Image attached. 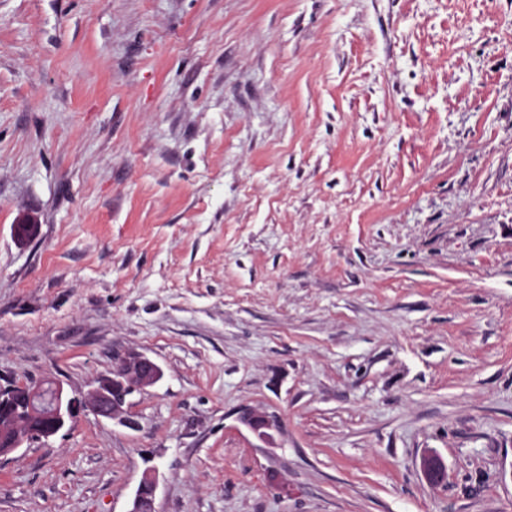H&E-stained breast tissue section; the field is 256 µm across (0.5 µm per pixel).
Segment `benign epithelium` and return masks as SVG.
I'll return each mask as SVG.
<instances>
[{"mask_svg": "<svg viewBox=\"0 0 512 512\" xmlns=\"http://www.w3.org/2000/svg\"><path fill=\"white\" fill-rule=\"evenodd\" d=\"M162 377L163 371L156 362L142 354H130L112 369V375L99 381L98 386L83 398L69 395L62 383L55 380L1 385L0 457L55 436L84 408L136 429L138 421L125 409L127 399L133 393L157 384ZM239 421L261 439L267 438L268 430L274 426L269 416L250 408L240 411ZM421 466L433 481L439 480L443 473L442 463L435 455L423 457ZM157 485L158 470L153 467L143 475L128 512H155Z\"/></svg>", "mask_w": 512, "mask_h": 512, "instance_id": "obj_1", "label": "benign epithelium"}]
</instances>
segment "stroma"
<instances>
[{"label":"stroma","instance_id":"obj_1","mask_svg":"<svg viewBox=\"0 0 512 512\" xmlns=\"http://www.w3.org/2000/svg\"><path fill=\"white\" fill-rule=\"evenodd\" d=\"M132 352L0 512H512V0H0V385ZM239 421L261 439L267 438L269 436L267 430L274 426V421L269 416L250 408L240 411ZM158 485V470L153 467L145 472L137 486L127 512H155L154 503Z\"/></svg>","mask_w":512,"mask_h":512}]
</instances>
